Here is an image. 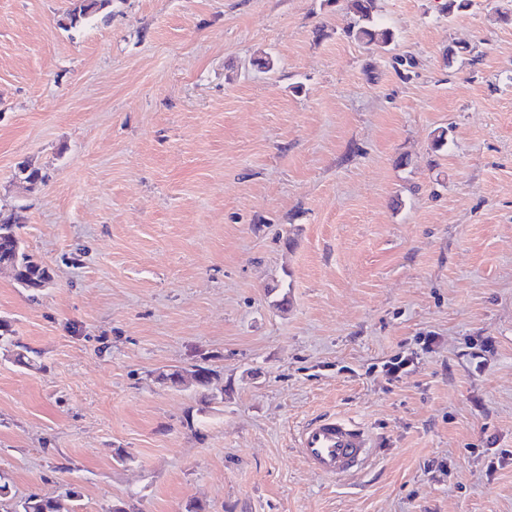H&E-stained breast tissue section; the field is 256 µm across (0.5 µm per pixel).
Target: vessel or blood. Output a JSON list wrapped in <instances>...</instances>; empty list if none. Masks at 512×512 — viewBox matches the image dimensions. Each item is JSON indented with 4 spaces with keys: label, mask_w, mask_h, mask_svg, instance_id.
Segmentation results:
<instances>
[{
    "label": "vessel or blood",
    "mask_w": 512,
    "mask_h": 512,
    "mask_svg": "<svg viewBox=\"0 0 512 512\" xmlns=\"http://www.w3.org/2000/svg\"><path fill=\"white\" fill-rule=\"evenodd\" d=\"M372 438L367 430L341 416H319L298 433L297 449L317 473L347 479L372 460Z\"/></svg>",
    "instance_id": "b4317fda"
}]
</instances>
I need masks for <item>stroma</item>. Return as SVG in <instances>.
Instances as JSON below:
<instances>
[{"instance_id":"1","label":"stroma","mask_w":512,"mask_h":512,"mask_svg":"<svg viewBox=\"0 0 512 512\" xmlns=\"http://www.w3.org/2000/svg\"><path fill=\"white\" fill-rule=\"evenodd\" d=\"M444 3L377 0L383 48L349 0H0V212L52 273L0 271L13 501L512 512V0ZM194 365L223 400L156 379ZM328 414L353 478L295 448ZM77 3L67 13L69 27L73 28L83 20L97 16V14L109 3V0H76ZM351 9L357 17L353 28L355 38L366 40L367 42H376L381 47L390 45L393 35L387 29H380L373 25V13L375 11L376 0H350ZM11 335L10 325L5 320L0 321V349L9 353L14 363L26 367L33 368L37 364V359L33 355L34 351L26 346L16 342ZM372 438L367 430L341 416H319L298 433L297 449L317 473L347 479L372 461Z\"/></svg>"}]
</instances>
